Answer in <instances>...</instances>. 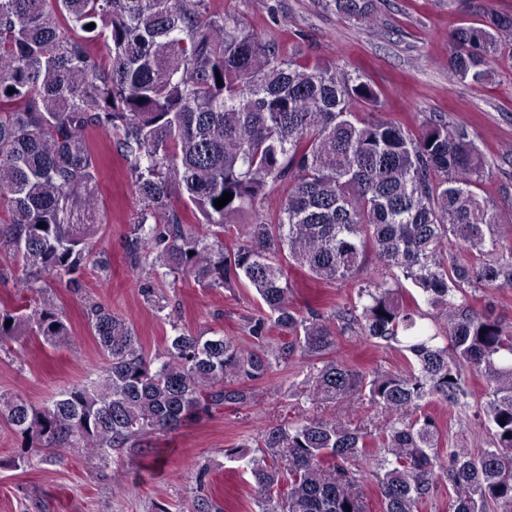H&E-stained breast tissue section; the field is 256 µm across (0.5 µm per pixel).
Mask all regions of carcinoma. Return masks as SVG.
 <instances>
[{"label":"carcinoma","mask_w":512,"mask_h":512,"mask_svg":"<svg viewBox=\"0 0 512 512\" xmlns=\"http://www.w3.org/2000/svg\"><path fill=\"white\" fill-rule=\"evenodd\" d=\"M322 5L377 21L373 0ZM509 32L512 15L492 10L482 25L457 28L448 81H491ZM360 103L378 106L371 84L303 62L298 44L283 53L242 19L208 13L205 0H0V246L31 294L27 305L0 304V347L23 336L71 346L66 316L39 295L51 282L77 293L86 269L109 270L95 240L91 131L125 159L141 202L125 256L147 272L143 301L168 307L155 288L162 274L212 291L245 285L267 308L248 322L250 349L173 322L149 356L129 321L88 301L103 375L41 407L0 394V423L22 439L25 463H53L63 449L100 464L123 448L142 455L145 439L249 404L251 383L307 356L318 363L315 394L350 399L366 389L387 418L373 443L346 421L307 418L260 431L256 455L245 444L224 449L253 481L255 512H370L360 463L372 444L383 450L373 471L380 512H419L442 484L450 512H512V332L466 297L469 288H512V216L477 192L484 161L466 133L430 116L415 132L361 118ZM225 192L231 201L219 209ZM450 239L473 260H448ZM370 252L377 275L359 287V303L328 315L294 306L287 268L331 284L355 278ZM405 280L435 329L405 302ZM275 329L285 338L272 341ZM345 334L409 353L407 370L349 368L336 356ZM469 372L486 382L488 447L450 448L444 461L428 407L437 399L465 409ZM191 508L224 512L205 494Z\"/></svg>","instance_id":"1"}]
</instances>
